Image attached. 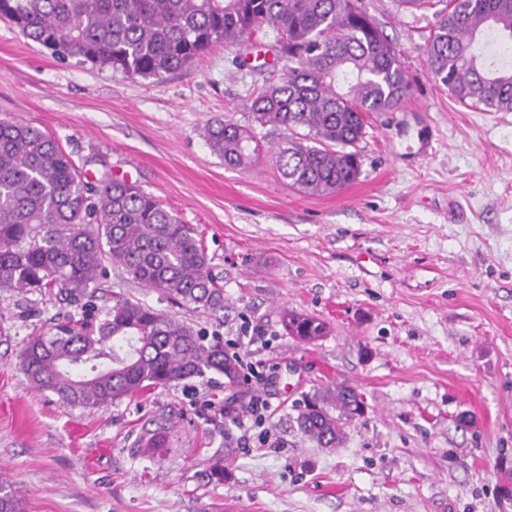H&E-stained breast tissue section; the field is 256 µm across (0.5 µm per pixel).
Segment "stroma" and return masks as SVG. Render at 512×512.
I'll use <instances>...</instances> for the list:
<instances>
[{
    "instance_id": "stroma-1",
    "label": "stroma",
    "mask_w": 512,
    "mask_h": 512,
    "mask_svg": "<svg viewBox=\"0 0 512 512\" xmlns=\"http://www.w3.org/2000/svg\"><path fill=\"white\" fill-rule=\"evenodd\" d=\"M364 3L412 91L374 116L358 180L324 195L270 155L241 170L205 143L209 123H249L264 76L236 67L239 49L131 78L0 20V119L47 132L89 181L131 180L176 211L224 287L220 318L112 265L89 300L0 290V474L23 512H512V112L467 108L432 79L431 17ZM118 295L209 338L257 337L239 354L262 364L269 409L249 442L235 436L253 388L216 374L103 409L29 387L24 343ZM284 309L326 333L286 335ZM339 384L365 413L340 447H315L298 408Z\"/></svg>"
}]
</instances>
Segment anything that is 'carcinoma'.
<instances>
[{
	"label": "carcinoma",
	"instance_id": "1",
	"mask_svg": "<svg viewBox=\"0 0 512 512\" xmlns=\"http://www.w3.org/2000/svg\"><path fill=\"white\" fill-rule=\"evenodd\" d=\"M441 2L428 40L429 74L463 104L512 112V69L489 64L480 49L495 33L512 39V0H393L410 13ZM0 16L61 59L132 78L174 73L215 44L242 47L260 25L272 26L283 77L253 89L251 124L219 122L203 138L239 169L267 150L281 176L308 194H333L356 181L370 118L398 111L411 93L399 49L363 0H0ZM107 263L145 287L224 312V288L193 225L129 180H83L50 135L0 119V288L23 298L52 288L91 297ZM282 324L304 340L325 331L303 314H286ZM19 365L33 387L88 408L208 373L229 384L239 378V362L220 338L120 296L93 325L71 318L28 339ZM80 367L90 374H78ZM364 408L353 386L317 389L296 423L317 447L334 448ZM0 512H22L3 478Z\"/></svg>",
	"mask_w": 512,
	"mask_h": 512
}]
</instances>
